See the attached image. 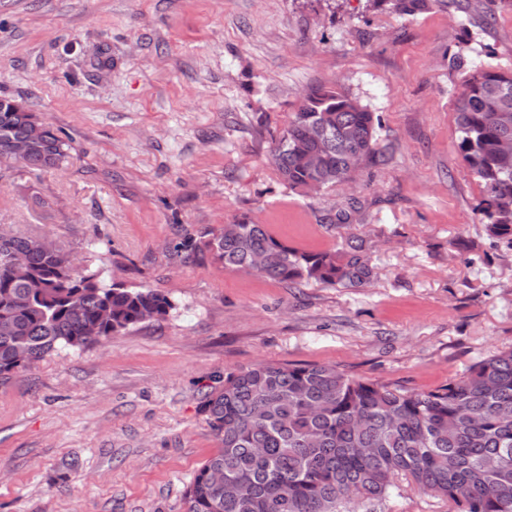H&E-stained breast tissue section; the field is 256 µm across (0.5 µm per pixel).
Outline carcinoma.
I'll list each match as a JSON object with an SVG mask.
<instances>
[{
	"mask_svg": "<svg viewBox=\"0 0 512 512\" xmlns=\"http://www.w3.org/2000/svg\"><path fill=\"white\" fill-rule=\"evenodd\" d=\"M401 14L427 0L386 2ZM457 93L458 151L480 187V223L494 246L512 251V69L472 63ZM0 97V160L10 142L33 140L26 167L49 170L70 144L31 112ZM380 116L334 85L312 87L272 138L269 161L292 190L349 182L388 158L377 150ZM207 239L186 237L170 252L206 251L228 269L297 287L346 290L369 284L362 239L338 251L289 246L265 224L239 220ZM26 264L15 267L4 251ZM173 302L150 288L112 282L107 269L78 265L36 237L0 241V375L64 349L82 351L149 320ZM200 413L220 443L194 475L185 512H367L398 481L448 501L452 512H512V348L497 350L430 391L354 378L332 365L257 363L228 372L203 396Z\"/></svg>",
	"mask_w": 512,
	"mask_h": 512,
	"instance_id": "1",
	"label": "carcinoma"
}]
</instances>
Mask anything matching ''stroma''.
<instances>
[{"mask_svg": "<svg viewBox=\"0 0 512 512\" xmlns=\"http://www.w3.org/2000/svg\"><path fill=\"white\" fill-rule=\"evenodd\" d=\"M484 47L485 65L512 68V0L413 15L367 0H0V96L71 145L57 169L0 163V231L174 304L0 377V512H184L220 446L199 412L217 375L288 361L432 390L512 347V252L491 248L457 150L455 95ZM319 83L380 115L389 162L292 190L271 139ZM351 198L350 223L326 229ZM240 219L303 250L361 237L374 279L288 288L168 250Z\"/></svg>", "mask_w": 512, "mask_h": 512, "instance_id": "obj_1", "label": "stroma"}]
</instances>
